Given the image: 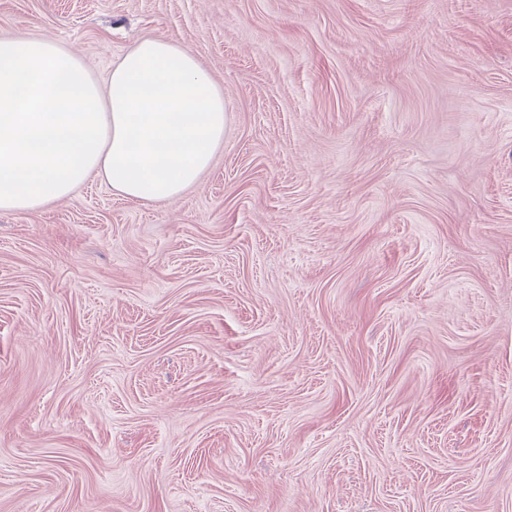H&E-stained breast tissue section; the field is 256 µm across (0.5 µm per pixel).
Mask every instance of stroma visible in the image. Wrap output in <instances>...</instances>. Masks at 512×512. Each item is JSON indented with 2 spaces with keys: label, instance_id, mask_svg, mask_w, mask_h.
Returning a JSON list of instances; mask_svg holds the SVG:
<instances>
[{
  "label": "stroma",
  "instance_id": "35a3bbf8",
  "mask_svg": "<svg viewBox=\"0 0 512 512\" xmlns=\"http://www.w3.org/2000/svg\"><path fill=\"white\" fill-rule=\"evenodd\" d=\"M224 92L171 202L0 212V512H512V0H0Z\"/></svg>",
  "mask_w": 512,
  "mask_h": 512
}]
</instances>
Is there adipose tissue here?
I'll use <instances>...</instances> for the list:
<instances>
[{
  "instance_id": "obj_1",
  "label": "adipose tissue",
  "mask_w": 512,
  "mask_h": 512,
  "mask_svg": "<svg viewBox=\"0 0 512 512\" xmlns=\"http://www.w3.org/2000/svg\"><path fill=\"white\" fill-rule=\"evenodd\" d=\"M224 140V93L196 58L146 37L98 81L47 37L0 39V210L70 197L89 177L172 201Z\"/></svg>"
}]
</instances>
